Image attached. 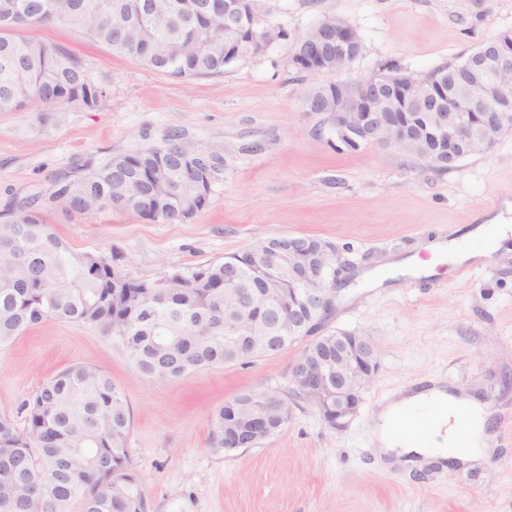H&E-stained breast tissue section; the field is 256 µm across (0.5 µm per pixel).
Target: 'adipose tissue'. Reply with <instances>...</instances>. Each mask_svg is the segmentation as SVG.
<instances>
[{"mask_svg":"<svg viewBox=\"0 0 512 512\" xmlns=\"http://www.w3.org/2000/svg\"><path fill=\"white\" fill-rule=\"evenodd\" d=\"M430 418L429 435L422 445L398 436L397 430L417 413ZM375 439L384 454L398 458L422 456L445 458L458 432L467 436L466 458L476 457L486 446L488 413L470 395L446 391L441 384L410 396L399 395L385 402L377 416Z\"/></svg>","mask_w":512,"mask_h":512,"instance_id":"adipose-tissue-1","label":"adipose tissue"}]
</instances>
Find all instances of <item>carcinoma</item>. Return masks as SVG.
I'll return each mask as SVG.
<instances>
[{
	"label": "carcinoma",
	"mask_w": 512,
	"mask_h": 512,
	"mask_svg": "<svg viewBox=\"0 0 512 512\" xmlns=\"http://www.w3.org/2000/svg\"><path fill=\"white\" fill-rule=\"evenodd\" d=\"M146 0H57L56 16L37 13L39 0H0V112L32 105L54 110L68 104L98 103L103 91L82 64L56 44L26 34L61 26L171 77L224 73V21L218 16L193 26L169 13V0L137 9ZM181 63L162 68L156 55ZM200 154L186 135L165 133L160 141L115 154L83 174L53 182L48 196L16 201L0 221V346L51 318L101 327L119 340L127 359L158 380L245 358L225 326L238 318V302L224 287V266L242 253L208 262L177 284L161 290L155 282L126 278L112 288V271L95 267L100 255L75 253L46 224L45 204L58 202L77 213L121 208L141 214V200L153 198L159 221L187 219L203 210L194 203L185 158ZM211 182L224 171V158L206 156ZM260 314L276 320L296 305L290 286L253 299ZM332 309L321 311L293 343L312 337L299 353L321 350L331 360L345 355L336 332L316 335ZM255 388L226 401L212 416L210 443L221 452L224 433L255 430ZM25 425L0 414V512H150L148 497L132 473L127 448L129 408L112 380L96 366L73 364L44 383L23 405Z\"/></svg>",
	"instance_id": "cac0c4a2"
}]
</instances>
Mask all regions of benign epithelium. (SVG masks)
Masks as SVG:
<instances>
[{"label": "benign epithelium", "mask_w": 512, "mask_h": 512, "mask_svg": "<svg viewBox=\"0 0 512 512\" xmlns=\"http://www.w3.org/2000/svg\"><path fill=\"white\" fill-rule=\"evenodd\" d=\"M212 0H195L181 12L189 21L204 15ZM238 0H224V56L239 58V47L248 45L251 55L263 53V48L277 40V32L265 25V19L255 8L239 10ZM358 31L338 16H326L299 34L291 51L308 65L312 72L323 67L343 72L361 51ZM492 56L497 64L482 79L468 85L464 106L455 110L445 107L438 91H429L421 81L402 71L394 76L382 72L356 80H339L335 89H309L302 100L305 112H322L331 125L350 139L364 135L372 144L408 153V146L420 133L419 127L405 119L388 120L386 113L401 111V103H412L417 111L429 113L426 129L435 139L436 149L415 159L422 168L453 167L465 155L473 139L474 130H480L481 139L493 144L509 126L508 113L494 104L512 96V72L508 66L512 47L496 38H489L472 52L462 68L479 65ZM252 266L271 270L267 287L281 286L283 274L304 301V308L324 309L333 303L335 289L331 277L337 271L335 250L326 244H314L299 235L279 234L266 238L258 253L250 254ZM302 319L301 309L291 308L288 316L279 321V332L286 338ZM238 337L246 352L256 344L274 346L277 336H255L247 325L228 329ZM328 360L308 357L294 362L290 368L293 389L308 397H315L316 407L324 421L341 430L357 415L362 393L371 382L377 368V356H366L353 351L345 360L336 363V374L327 370Z\"/></svg>", "instance_id": "1"}]
</instances>
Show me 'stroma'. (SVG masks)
<instances>
[{
	"mask_svg": "<svg viewBox=\"0 0 512 512\" xmlns=\"http://www.w3.org/2000/svg\"><path fill=\"white\" fill-rule=\"evenodd\" d=\"M270 3L268 19L286 39L205 78L169 77L61 27L36 30L78 58L104 97L46 122L34 110L0 112V214L49 191L57 177L80 175L88 160L173 129L201 153L220 152L224 171L210 203L189 219L154 222L119 209L89 216L55 205L45 220L72 251L115 255L117 270L145 281L190 275L273 235L331 243L354 271L325 328L378 348L358 414L335 430L314 406L295 405L263 445L217 452L213 412L257 386L289 393L302 342L162 382L141 374L100 328L64 319L0 350V414L23 423V402L48 379L78 362L95 365L130 410L127 448L152 512H512V249L464 266L430 251L440 238L462 251L484 224L512 225V206H503L512 203V130L443 173L372 144L336 150L327 121L301 103L311 86L339 76L297 72L288 53L289 38L336 15L362 39L349 77L393 63L422 78L512 29V0ZM432 380L489 407L491 454L473 465L380 462V403Z\"/></svg>",
	"mask_w": 512,
	"mask_h": 512,
	"instance_id": "35a3bbf8",
	"label": "stroma"
}]
</instances>
